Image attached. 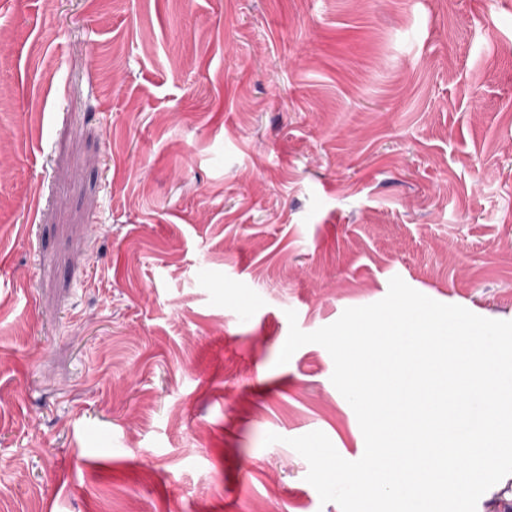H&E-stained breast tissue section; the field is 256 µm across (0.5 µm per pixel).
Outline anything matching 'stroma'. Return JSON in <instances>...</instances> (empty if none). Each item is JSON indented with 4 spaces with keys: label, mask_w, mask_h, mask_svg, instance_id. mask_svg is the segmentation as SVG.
Returning a JSON list of instances; mask_svg holds the SVG:
<instances>
[{
    "label": "stroma",
    "mask_w": 512,
    "mask_h": 512,
    "mask_svg": "<svg viewBox=\"0 0 512 512\" xmlns=\"http://www.w3.org/2000/svg\"><path fill=\"white\" fill-rule=\"evenodd\" d=\"M395 276L512 321V0H0V512H340Z\"/></svg>",
    "instance_id": "35a3bbf8"
}]
</instances>
